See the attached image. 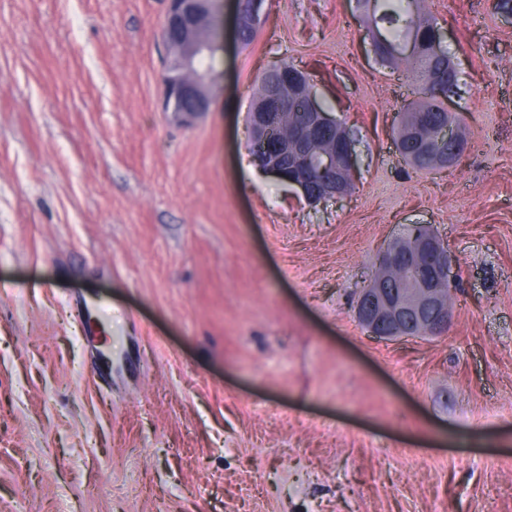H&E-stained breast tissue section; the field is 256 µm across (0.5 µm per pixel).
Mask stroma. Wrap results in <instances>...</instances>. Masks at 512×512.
<instances>
[{
  "label": "stroma",
  "mask_w": 512,
  "mask_h": 512,
  "mask_svg": "<svg viewBox=\"0 0 512 512\" xmlns=\"http://www.w3.org/2000/svg\"><path fill=\"white\" fill-rule=\"evenodd\" d=\"M423 0L461 96L452 167L407 165L405 65L356 0H224L216 104L163 109L165 0H0V512H512V24ZM284 60L357 134L354 188L264 174L246 114ZM452 259L436 338L354 316L380 248Z\"/></svg>",
  "instance_id": "obj_1"
}]
</instances>
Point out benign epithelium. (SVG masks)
Masks as SVG:
<instances>
[{
  "label": "benign epithelium",
  "mask_w": 512,
  "mask_h": 512,
  "mask_svg": "<svg viewBox=\"0 0 512 512\" xmlns=\"http://www.w3.org/2000/svg\"><path fill=\"white\" fill-rule=\"evenodd\" d=\"M223 0H168L165 28L175 33L169 45L170 63L164 75V110L184 126L210 111L215 76L198 70V61L220 45L214 25V2ZM263 0H237L236 25L257 27ZM374 54L427 59L434 81L441 84L458 70L442 48L440 28L431 26L420 40L410 36L392 46L369 28ZM303 103L305 116L278 129L281 118ZM254 160L264 172L296 187L309 200L344 197L352 182L354 140L339 119L324 111L305 75L283 68L272 85L270 97L252 102L247 115ZM429 121L427 113L413 118L397 112L394 128L397 151L415 143L420 155L438 168H447L461 155L464 143L450 120L431 126L429 135L417 132ZM410 247L382 251V271L360 291L354 309L358 322L377 340L440 336L448 329L452 309L449 284L452 259L442 239L429 224Z\"/></svg>",
  "instance_id": "obj_1"
}]
</instances>
